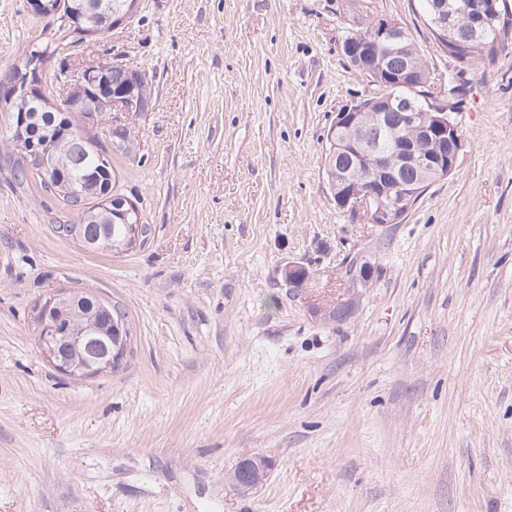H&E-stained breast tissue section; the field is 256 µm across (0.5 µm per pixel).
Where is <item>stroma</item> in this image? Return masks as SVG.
<instances>
[{"label": "stroma", "instance_id": "obj_1", "mask_svg": "<svg viewBox=\"0 0 512 512\" xmlns=\"http://www.w3.org/2000/svg\"><path fill=\"white\" fill-rule=\"evenodd\" d=\"M360 16L409 28L463 136L400 224L338 209L322 161L379 90L341 51ZM53 24L0 0V72ZM110 60L155 99L99 116L139 130L115 190L144 243L86 251L0 163V512H512V34L453 99L418 0H137L57 63ZM63 288L123 307L122 369L48 362L35 307ZM267 463L264 459H243L238 465V477L235 479L236 485L243 490H248L260 483L267 471Z\"/></svg>", "mask_w": 512, "mask_h": 512}]
</instances>
